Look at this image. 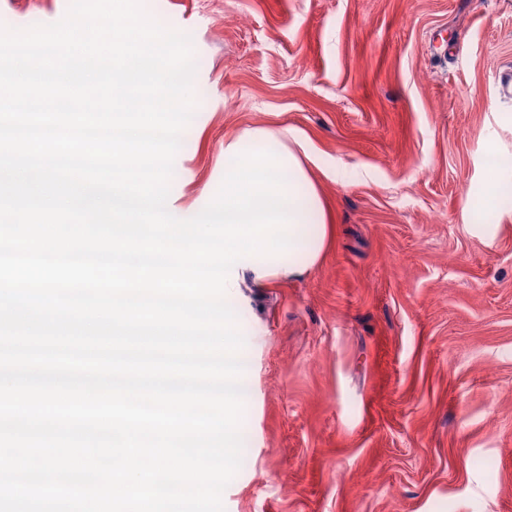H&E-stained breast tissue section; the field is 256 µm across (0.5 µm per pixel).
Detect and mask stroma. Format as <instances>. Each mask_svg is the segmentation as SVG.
Returning <instances> with one entry per match:
<instances>
[{"instance_id":"35a3bbf8","label":"stroma","mask_w":512,"mask_h":512,"mask_svg":"<svg viewBox=\"0 0 512 512\" xmlns=\"http://www.w3.org/2000/svg\"><path fill=\"white\" fill-rule=\"evenodd\" d=\"M143 3L194 50L174 208L215 196L225 139L288 126L330 226L304 276L229 300L251 397L225 512H512V171L473 218L484 156L512 161V0Z\"/></svg>"}]
</instances>
